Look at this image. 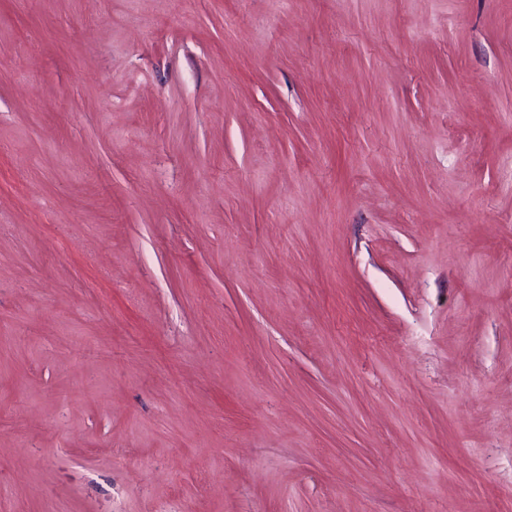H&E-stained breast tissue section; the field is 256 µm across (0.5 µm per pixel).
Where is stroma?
<instances>
[{"label":"stroma","mask_w":512,"mask_h":512,"mask_svg":"<svg viewBox=\"0 0 512 512\" xmlns=\"http://www.w3.org/2000/svg\"><path fill=\"white\" fill-rule=\"evenodd\" d=\"M0 512H512V0H0Z\"/></svg>","instance_id":"1"}]
</instances>
